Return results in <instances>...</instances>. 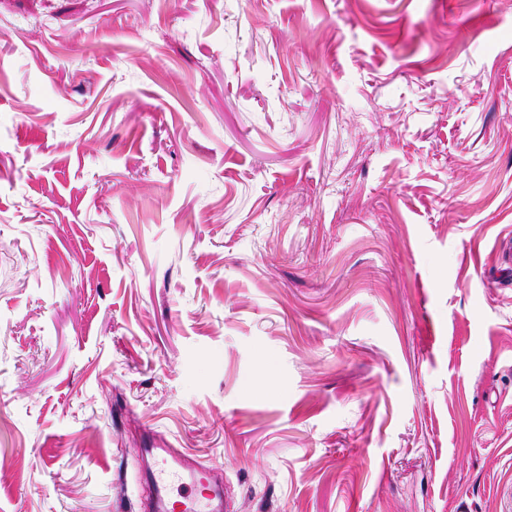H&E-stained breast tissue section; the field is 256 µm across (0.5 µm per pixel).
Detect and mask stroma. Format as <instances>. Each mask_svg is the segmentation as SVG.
Returning a JSON list of instances; mask_svg holds the SVG:
<instances>
[{
	"instance_id": "1",
	"label": "stroma",
	"mask_w": 512,
	"mask_h": 512,
	"mask_svg": "<svg viewBox=\"0 0 512 512\" xmlns=\"http://www.w3.org/2000/svg\"><path fill=\"white\" fill-rule=\"evenodd\" d=\"M512 0H0V512H512ZM155 449L153 465L146 480L150 495L156 499V511L165 512H215L213 501L220 497L216 489H209L205 479L212 468L203 463H189L182 461L181 453L176 448H149ZM177 486L186 489L181 500L171 502L168 488ZM203 489L198 492L197 487Z\"/></svg>"
}]
</instances>
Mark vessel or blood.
Listing matches in <instances>:
<instances>
[{"mask_svg": "<svg viewBox=\"0 0 512 512\" xmlns=\"http://www.w3.org/2000/svg\"><path fill=\"white\" fill-rule=\"evenodd\" d=\"M210 471L208 465L183 461L178 449L159 448L154 453L146 486L159 512H215L213 502L219 492L205 486ZM174 486L185 490L177 501L168 496L169 488Z\"/></svg>", "mask_w": 512, "mask_h": 512, "instance_id": "b4317fda", "label": "vessel or blood"}]
</instances>
